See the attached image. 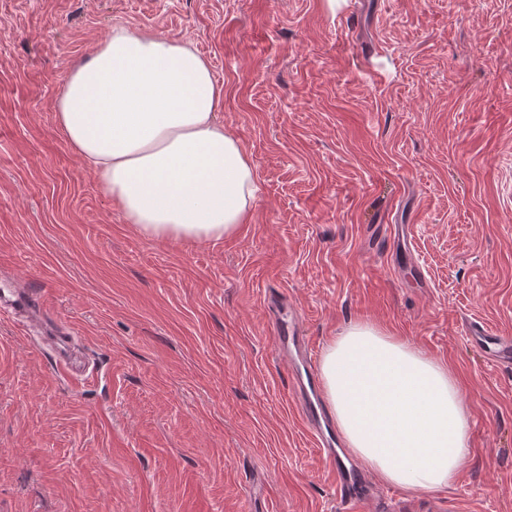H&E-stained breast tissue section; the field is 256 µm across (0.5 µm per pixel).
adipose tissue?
I'll list each match as a JSON object with an SVG mask.
<instances>
[{"label":"adipose tissue","mask_w":512,"mask_h":512,"mask_svg":"<svg viewBox=\"0 0 512 512\" xmlns=\"http://www.w3.org/2000/svg\"><path fill=\"white\" fill-rule=\"evenodd\" d=\"M222 92L190 44L113 27L68 75L57 121L127 223L146 237L220 241L246 223L256 173L216 117ZM324 398L346 448L411 492L450 486L470 413L448 364L366 321L326 346Z\"/></svg>","instance_id":"1"}]
</instances>
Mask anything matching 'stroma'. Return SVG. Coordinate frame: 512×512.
Returning <instances> with one entry per match:
<instances>
[{"label": "stroma", "mask_w": 512, "mask_h": 512, "mask_svg": "<svg viewBox=\"0 0 512 512\" xmlns=\"http://www.w3.org/2000/svg\"><path fill=\"white\" fill-rule=\"evenodd\" d=\"M191 42L257 177L217 243L128 224L56 104L113 26ZM83 336L95 381L0 315V512H344L275 352L366 320L460 379L470 459L366 512H512V0H0V279ZM469 335L480 347L486 345L496 362L501 364L512 362V338L495 335L482 325L472 326Z\"/></svg>", "instance_id": "obj_1"}]
</instances>
